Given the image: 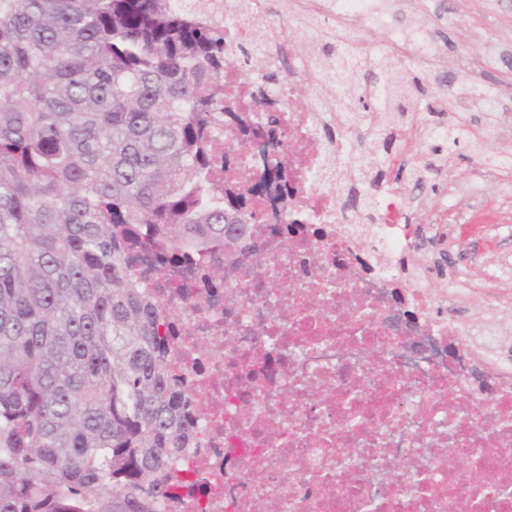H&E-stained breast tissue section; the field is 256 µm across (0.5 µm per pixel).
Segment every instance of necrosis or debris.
<instances>
[{"label": "necrosis or debris", "instance_id": "4bbe7bcc", "mask_svg": "<svg viewBox=\"0 0 512 512\" xmlns=\"http://www.w3.org/2000/svg\"><path fill=\"white\" fill-rule=\"evenodd\" d=\"M264 0H220L224 21L249 13L229 42L254 45L271 23ZM293 16L333 44L363 45L431 69L440 53L424 26L390 27L381 0H290ZM292 225L288 243L255 225L233 261L216 251L162 265L157 251L135 261L177 331L171 347L179 387L199 423L184 465L201 480L162 512H512V360L490 358L500 331L479 336L434 312L426 273L402 261L417 235L400 190L379 191L375 223H354L340 202L336 159L361 127L337 99L288 110ZM447 137L446 124L398 130L393 160L410 145ZM223 268L224 286L208 275Z\"/></svg>", "mask_w": 512, "mask_h": 512}]
</instances>
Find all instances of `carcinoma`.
I'll return each instance as SVG.
<instances>
[{
  "label": "carcinoma",
  "mask_w": 512,
  "mask_h": 512,
  "mask_svg": "<svg viewBox=\"0 0 512 512\" xmlns=\"http://www.w3.org/2000/svg\"><path fill=\"white\" fill-rule=\"evenodd\" d=\"M213 0H0V512H159L197 423L181 398L167 317L131 269L224 249L230 186L211 153L253 111L254 52L227 61ZM373 71L395 73L381 88ZM393 149L424 71L360 49L318 82ZM268 138L287 108L260 100ZM381 174H337L346 199ZM257 212L238 196L247 230Z\"/></svg>",
  "instance_id": "1"
}]
</instances>
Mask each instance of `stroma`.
<instances>
[{
    "mask_svg": "<svg viewBox=\"0 0 512 512\" xmlns=\"http://www.w3.org/2000/svg\"><path fill=\"white\" fill-rule=\"evenodd\" d=\"M417 12L430 22L443 46L430 82L457 71L462 56L475 54L480 41L492 38L512 44V0H417ZM481 82L495 96L501 123L485 133V115L473 112L459 133L460 145L431 152L434 175L428 194L448 205L446 236L429 246H417L411 264L431 269V294L441 299L449 287V270L465 271L468 290L454 314L469 328L485 318L483 290L490 277L512 266V199L500 197L495 184L481 192L460 194L470 185L483 156L512 158V58L487 71Z\"/></svg>",
    "mask_w": 512,
    "mask_h": 512,
    "instance_id": "1",
    "label": "stroma"
}]
</instances>
